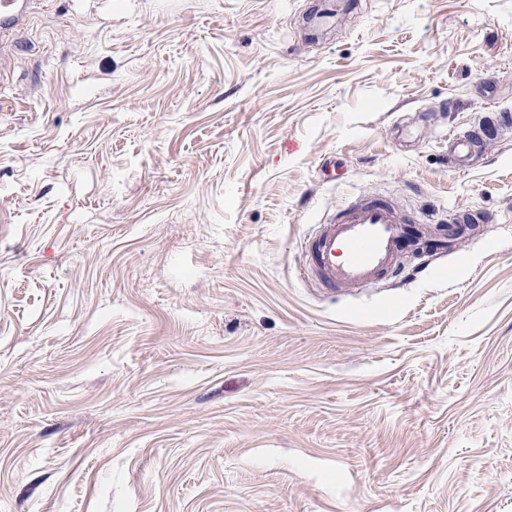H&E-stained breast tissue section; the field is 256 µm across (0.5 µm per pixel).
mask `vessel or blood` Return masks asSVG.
Wrapping results in <instances>:
<instances>
[{
	"label": "vessel or blood",
	"instance_id": "1",
	"mask_svg": "<svg viewBox=\"0 0 512 512\" xmlns=\"http://www.w3.org/2000/svg\"><path fill=\"white\" fill-rule=\"evenodd\" d=\"M38 0H0V40L13 36ZM455 165L481 158V141L470 129L449 133ZM408 235L407 219L382 200L356 199L340 208L311 246V268L331 289L362 286L394 272Z\"/></svg>",
	"mask_w": 512,
	"mask_h": 512
}]
</instances>
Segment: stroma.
I'll return each instance as SVG.
<instances>
[{"instance_id": "stroma-1", "label": "stroma", "mask_w": 512, "mask_h": 512, "mask_svg": "<svg viewBox=\"0 0 512 512\" xmlns=\"http://www.w3.org/2000/svg\"><path fill=\"white\" fill-rule=\"evenodd\" d=\"M325 5L0 42V512H512V129L443 139L512 109V0ZM355 197L460 237L330 290ZM483 140L470 129L452 131L448 135V150L452 161L457 166H472L473 162L484 156L481 143Z\"/></svg>"}]
</instances>
